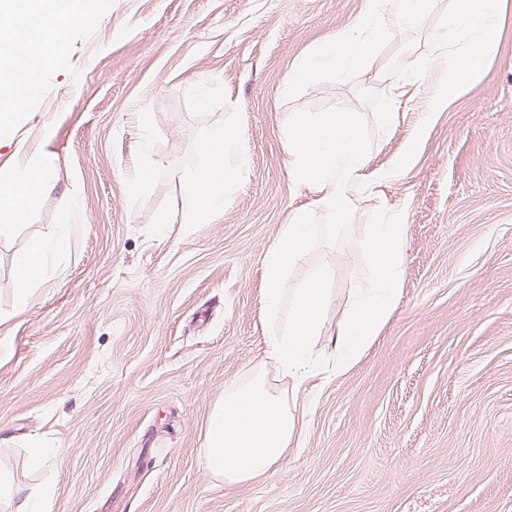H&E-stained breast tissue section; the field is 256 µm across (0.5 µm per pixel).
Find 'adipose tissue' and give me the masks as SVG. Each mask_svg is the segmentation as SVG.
Returning <instances> with one entry per match:
<instances>
[{
	"instance_id": "obj_1",
	"label": "adipose tissue",
	"mask_w": 512,
	"mask_h": 512,
	"mask_svg": "<svg viewBox=\"0 0 512 512\" xmlns=\"http://www.w3.org/2000/svg\"><path fill=\"white\" fill-rule=\"evenodd\" d=\"M433 7L434 0H371L361 24L379 28L382 36H394L420 27ZM92 15L85 0H41L39 6L20 15L18 22L27 32L44 30L48 38L24 51L11 41L0 43V56L7 61L0 69V124H11L17 100H28L39 90L40 59L63 47L71 32ZM499 15L500 0H452L448 6V49L434 59L435 77H428L420 68H410L401 76L399 90L425 88L427 111L442 109L451 95L477 79L480 63L496 54ZM371 52L370 45L353 36L331 39L292 68L288 88L296 90L321 72L344 79L366 66ZM54 132V126H47L36 151L0 171V227L6 229L24 219L36 193L32 174L44 173L54 163L49 148ZM285 139L291 184L312 191L314 209L337 224L345 223L353 211L355 190L373 192L403 178L414 151L413 144H405L386 166L372 167V152L356 118L337 123L315 113L289 121ZM205 144L204 161L186 173L191 185L182 204L186 224H208L222 215L227 194L240 184L248 164V146L237 129L213 126ZM315 236L309 213L294 212L263 258L261 308L271 328L265 359L273 367L275 379H268L259 369L230 383L208 414L201 465L227 486L279 471L289 446L300 436L299 420L275 382L289 380L301 386L319 366L315 346L333 302L329 283L336 272L313 266L296 287L288 285L289 270L313 245ZM405 247L402 209L378 211L366 242L373 272L356 281L350 290L347 317L338 331L337 371L348 369L361 357L395 310ZM69 248V227L65 224L54 237L30 243L17 270L20 300L32 297L49 258Z\"/></svg>"
}]
</instances>
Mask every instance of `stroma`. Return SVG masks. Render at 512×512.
<instances>
[{
	"label": "stroma",
	"instance_id": "stroma-1",
	"mask_svg": "<svg viewBox=\"0 0 512 512\" xmlns=\"http://www.w3.org/2000/svg\"><path fill=\"white\" fill-rule=\"evenodd\" d=\"M367 3L93 0L92 25L0 127L2 166L57 124L48 187L0 232V473L52 490V512H512V0L474 86L432 114L407 92L385 132L389 88L439 48L448 0L344 80L285 89L301 58L358 34ZM303 112L357 117L377 166L422 135L407 175L360 195L346 226L313 213L290 282L347 272L330 285L323 361L382 206L404 208L399 300L358 362L299 391L283 470L228 487L200 464L207 414L265 356L262 260L313 200L288 176L284 131ZM216 124L242 133L248 170L222 217L190 226L185 171ZM144 165L153 178L131 194ZM69 209L70 251L20 302V257ZM35 443L60 466L30 468Z\"/></svg>",
	"mask_w": 512,
	"mask_h": 512
}]
</instances>
